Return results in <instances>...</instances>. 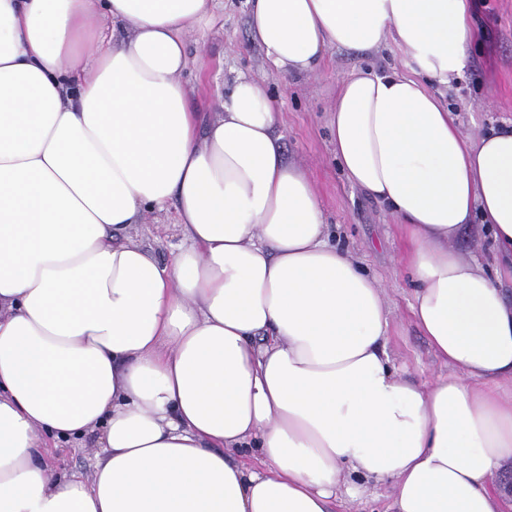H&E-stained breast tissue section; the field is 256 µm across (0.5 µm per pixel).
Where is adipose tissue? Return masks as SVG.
Instances as JSON below:
<instances>
[{"label": "adipose tissue", "instance_id": "1", "mask_svg": "<svg viewBox=\"0 0 512 512\" xmlns=\"http://www.w3.org/2000/svg\"><path fill=\"white\" fill-rule=\"evenodd\" d=\"M249 3L283 73L390 42L412 63L354 74L329 124L448 372L401 375L383 291L329 244L263 87L191 107L214 0H0V512H334L346 474L390 484L392 512H512V300L452 246L473 229L512 257V125L464 138L430 88L468 65L472 0ZM168 202L162 263L123 233ZM98 428L92 480L47 462Z\"/></svg>", "mask_w": 512, "mask_h": 512}]
</instances>
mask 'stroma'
I'll return each instance as SVG.
<instances>
[{
    "mask_svg": "<svg viewBox=\"0 0 512 512\" xmlns=\"http://www.w3.org/2000/svg\"><path fill=\"white\" fill-rule=\"evenodd\" d=\"M478 30L462 76L448 84L445 97L460 130L473 138L512 120V0H481ZM248 0H222L203 30L188 38L189 64L180 76L191 106L214 115L229 96L237 75L260 80L280 110L279 130L287 160L303 165L313 180L327 222L331 244L350 251L382 287L389 309V352L406 376L427 382L443 364L414 324L410 311V275L401 261L403 244L392 215L346 181L331 152L327 117L340 83L358 71L411 66L394 43L373 53L331 49L312 72L282 74L271 67L249 29ZM173 207L146 212L127 231L158 261L169 260L179 239L172 229Z\"/></svg>",
    "mask_w": 512,
    "mask_h": 512,
    "instance_id": "35a3bbf8",
    "label": "stroma"
}]
</instances>
